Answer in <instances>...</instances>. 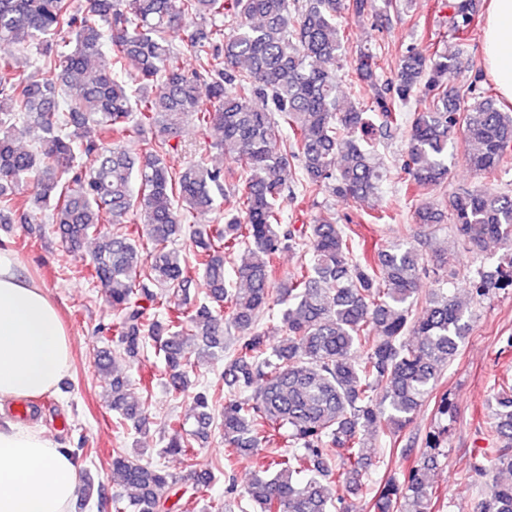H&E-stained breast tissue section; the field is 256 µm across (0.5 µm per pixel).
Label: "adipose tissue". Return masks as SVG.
<instances>
[{"label":"adipose tissue","mask_w":512,"mask_h":512,"mask_svg":"<svg viewBox=\"0 0 512 512\" xmlns=\"http://www.w3.org/2000/svg\"><path fill=\"white\" fill-rule=\"evenodd\" d=\"M481 45L487 74L512 102V0H487ZM72 361V340L46 289L0 245V512H69L79 478L70 449L11 411L53 392Z\"/></svg>","instance_id":"1"}]
</instances>
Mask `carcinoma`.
<instances>
[{"label": "carcinoma", "instance_id": "1", "mask_svg": "<svg viewBox=\"0 0 512 512\" xmlns=\"http://www.w3.org/2000/svg\"><path fill=\"white\" fill-rule=\"evenodd\" d=\"M448 25L465 41L475 0H446ZM372 0H0V224H51L73 251L97 240L88 278L104 289L115 320L100 327L112 346L95 352L112 375V411L138 434L149 431V386L117 370L148 342L163 356L173 395L192 394L191 419L173 418L163 453L180 457L186 480L121 451L113 470L130 494L112 497L115 512H182L210 476L194 468V448L212 428L225 460L253 454L276 433L285 450L240 487L228 479L229 503L253 512H360L348 500L380 462L369 433L395 444L437 394L441 375L471 330L467 304L443 288L448 267L402 240L367 251L352 230L321 216L285 223L283 203L322 190L360 202L383 179L373 129L408 127L404 193L448 182L449 159L463 134L465 162L491 177L512 164V111L476 92L461 94L456 57L405 50L397 72L379 80L373 54L361 50L358 79L380 85L367 109L340 93L336 60L349 36L339 23L368 19ZM195 49L198 68L184 69L172 38ZM111 65L103 64L105 43ZM41 46L36 73L18 72L16 51ZM422 92L428 112L402 111ZM187 123L218 130L224 157L246 174L224 190V169L203 161L174 166V140ZM288 126V140L280 128ZM135 138L137 152L123 142ZM32 184L29 196L19 193ZM199 212H216L215 229L191 228ZM447 222L462 251L503 250L496 270L468 281L473 299L512 289V192L461 189L448 210L424 200L414 224ZM192 235L184 252L177 241ZM304 256L288 281L276 279L281 253ZM232 263L235 280L226 278ZM194 269L204 297L191 298ZM440 287L419 301L420 279ZM279 319L281 339L258 330ZM237 333L232 350L224 335ZM222 362L217 383L199 386L189 372ZM493 448L473 453L469 471L494 470L476 512H512V382L491 401ZM448 426L429 432L418 459L380 484L373 512H433L428 472L445 455Z\"/></svg>", "mask_w": 512, "mask_h": 512}]
</instances>
